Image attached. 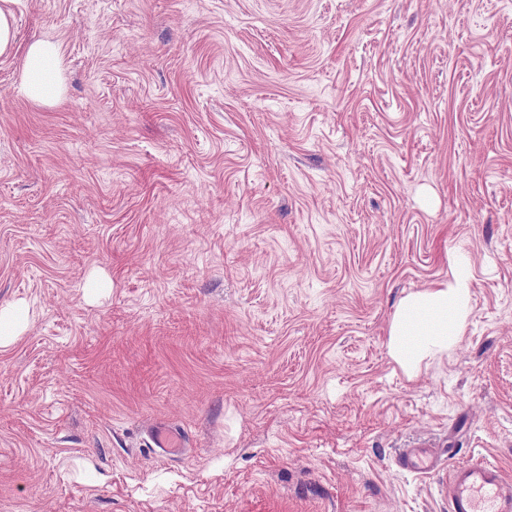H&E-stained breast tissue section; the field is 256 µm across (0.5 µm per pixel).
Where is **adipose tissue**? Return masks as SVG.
<instances>
[{"mask_svg": "<svg viewBox=\"0 0 512 512\" xmlns=\"http://www.w3.org/2000/svg\"><path fill=\"white\" fill-rule=\"evenodd\" d=\"M20 90L37 103L59 100L62 79L58 43L36 39L28 44ZM470 310L469 276L457 261H450L446 281L400 301L389 331L393 354L405 367L414 368L425 358L447 350L463 334Z\"/></svg>", "mask_w": 512, "mask_h": 512, "instance_id": "ef3b65f1", "label": "adipose tissue"}]
</instances>
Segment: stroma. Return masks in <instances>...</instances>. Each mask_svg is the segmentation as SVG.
<instances>
[{"instance_id":"35a3bbf8","label":"stroma","mask_w":512,"mask_h":512,"mask_svg":"<svg viewBox=\"0 0 512 512\" xmlns=\"http://www.w3.org/2000/svg\"><path fill=\"white\" fill-rule=\"evenodd\" d=\"M0 57V512H448L512 478V0H23ZM58 42L63 91H19ZM472 310L409 371L399 301ZM107 286L95 297L86 285ZM186 436L181 455L146 428ZM22 94L36 103L59 100L62 92L60 47L50 39H35L25 49ZM470 280L453 257L448 280L404 297L390 325L393 354L408 368L448 350L466 328L471 310ZM27 316L23 307L6 306L0 308V345L8 344L17 335ZM424 448H427V445L405 450L398 460L400 466L406 470L427 475L439 473L442 463ZM450 512H512V482L490 461L448 468Z\"/></svg>"}]
</instances>
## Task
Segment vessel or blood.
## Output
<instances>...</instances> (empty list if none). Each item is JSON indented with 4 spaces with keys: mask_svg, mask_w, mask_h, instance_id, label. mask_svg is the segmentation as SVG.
Here are the masks:
<instances>
[{
    "mask_svg": "<svg viewBox=\"0 0 512 512\" xmlns=\"http://www.w3.org/2000/svg\"><path fill=\"white\" fill-rule=\"evenodd\" d=\"M153 447L168 455H178L183 442L177 431L155 426L150 430ZM402 468L431 475L443 469L439 459L418 446L407 449L399 459ZM449 512H512V480L489 461L462 463L447 469Z\"/></svg>",
    "mask_w": 512,
    "mask_h": 512,
    "instance_id": "obj_1",
    "label": "vessel or blood"
}]
</instances>
